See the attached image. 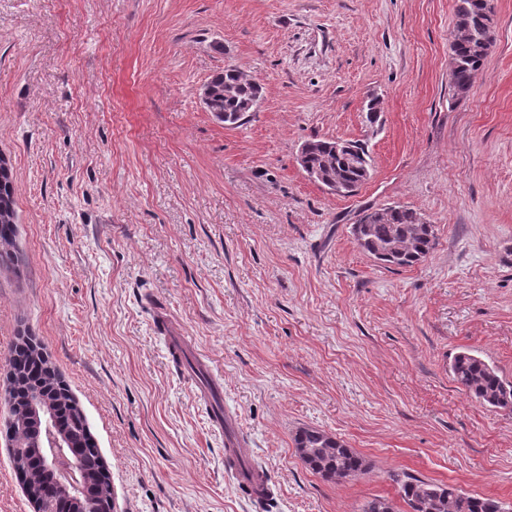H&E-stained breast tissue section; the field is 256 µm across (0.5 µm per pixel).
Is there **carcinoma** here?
I'll use <instances>...</instances> for the list:
<instances>
[{
    "mask_svg": "<svg viewBox=\"0 0 512 512\" xmlns=\"http://www.w3.org/2000/svg\"><path fill=\"white\" fill-rule=\"evenodd\" d=\"M495 13L492 0H454L455 26L466 24L467 19ZM495 27L474 31L469 39H452L451 52L458 61V69L451 79L455 96H467L472 87L474 73L483 65L495 46ZM211 89L207 110L218 115L234 116L254 98L261 97V86L244 78L234 69H224L209 81ZM309 156L310 165L323 176L339 183L344 191L355 192L364 183L363 175L348 158L349 149L363 153L365 147L357 142L341 139H315ZM16 209L11 180V169L0 173V259L10 255L15 243ZM359 247L380 261L398 267H409L423 261L436 244L435 225L414 209L391 205L378 208L375 217L365 223ZM9 364L18 380L13 385L12 415L19 440L28 442L35 425L30 416L31 401L45 397L55 403L52 407L54 427L74 436V446L87 459L100 460L99 450L92 433L84 431L83 411L69 394L57 370L36 347L25 341L18 342ZM449 371L455 381L481 404L500 410L512 411V383L499 376L497 370L481 357L469 352L456 353L449 362ZM298 448L314 450L313 455L302 458L303 463L321 477L331 480L347 478L364 471V461L341 440L316 429L299 431L295 438ZM27 495L54 492L67 512L69 504L65 493L54 483V470L41 465L25 470ZM399 493L409 512H506L502 502L484 496L467 495L451 486H441L417 478L399 481Z\"/></svg>",
    "mask_w": 512,
    "mask_h": 512,
    "instance_id": "cac0c4a2",
    "label": "carcinoma"
}]
</instances>
